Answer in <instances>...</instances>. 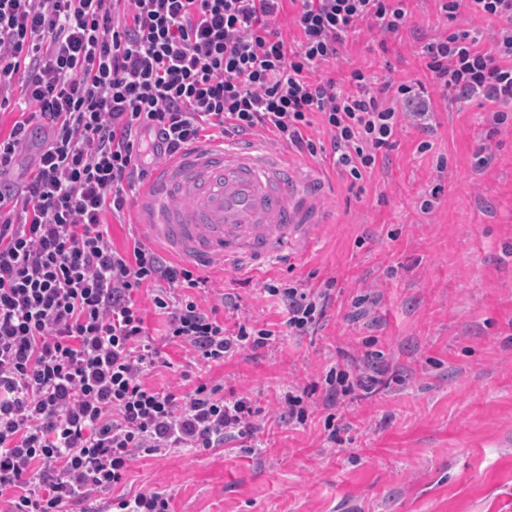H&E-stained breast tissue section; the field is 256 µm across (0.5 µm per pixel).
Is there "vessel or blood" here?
I'll return each instance as SVG.
<instances>
[{
  "mask_svg": "<svg viewBox=\"0 0 512 512\" xmlns=\"http://www.w3.org/2000/svg\"><path fill=\"white\" fill-rule=\"evenodd\" d=\"M138 213L151 240L201 268L261 267L326 221L314 177L252 140L186 148L155 170Z\"/></svg>",
  "mask_w": 512,
  "mask_h": 512,
  "instance_id": "1",
  "label": "vessel or blood"
}]
</instances>
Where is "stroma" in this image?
<instances>
[{
  "label": "stroma",
  "mask_w": 512,
  "mask_h": 512,
  "mask_svg": "<svg viewBox=\"0 0 512 512\" xmlns=\"http://www.w3.org/2000/svg\"><path fill=\"white\" fill-rule=\"evenodd\" d=\"M406 7L399 36L361 30L324 74L341 79L360 68L378 80L424 78L418 47L448 25L435 0ZM432 110L431 151L417 152L423 133L403 125L396 147L354 186L325 156L259 133L324 181L327 221L262 269L215 262L196 297L226 329L247 320L273 331L268 346L190 366L187 345L165 343L164 318L147 292L135 295L171 362L146 383L188 392L223 381L260 409L259 428L204 452L140 455L112 497L166 491L173 512H512V127L487 136L486 110L475 100L436 93ZM485 141L493 160L476 174L473 153ZM441 155L448 168L440 173ZM437 184L440 204L421 212V194ZM270 279L332 286L313 335L285 336V316L263 290ZM226 294L235 306H224ZM365 294L376 305L354 314ZM366 356L379 382L348 395L332 411L345 425L329 431L326 373ZM292 383L310 392L297 426L278 418L279 396Z\"/></svg>",
  "instance_id": "1"
}]
</instances>
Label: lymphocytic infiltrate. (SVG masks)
Returning a JSON list of instances; mask_svg holds the SVG:
<instances>
[{"instance_id":"lymphocytic-infiltrate-1","label":"lymphocytic infiltrate","mask_w":512,"mask_h":512,"mask_svg":"<svg viewBox=\"0 0 512 512\" xmlns=\"http://www.w3.org/2000/svg\"><path fill=\"white\" fill-rule=\"evenodd\" d=\"M404 0H0V106L22 88L35 110L0 136V494L10 512H66L121 484L140 454L206 451L252 436L258 412L223 384L159 391L144 377L164 359L134 294L194 359L267 347L250 322L227 330L193 296L204 278L134 241L113 247L107 215L154 159L264 130L299 152L327 150L357 182L396 145L403 122L434 133L431 90L488 102L492 130L512 123V0H437L499 19L489 45L455 30L421 48L426 80L373 86L317 77L361 24L396 35ZM292 10L287 43L273 23ZM319 115L328 141L312 138ZM289 335L314 332L326 288L265 284ZM376 378L369 360L330 367L326 406Z\"/></svg>"}]
</instances>
